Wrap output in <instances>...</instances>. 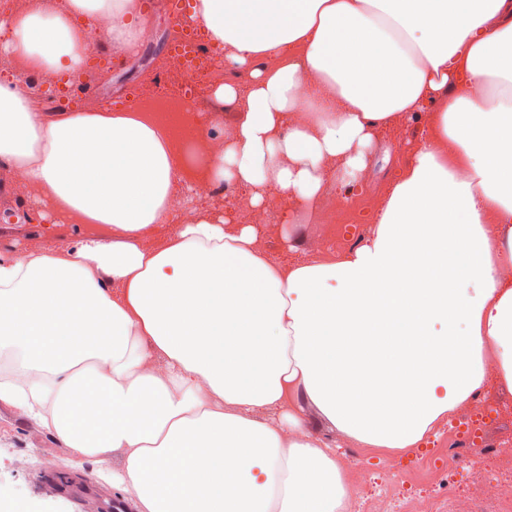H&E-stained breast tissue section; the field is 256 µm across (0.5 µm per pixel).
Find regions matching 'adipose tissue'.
<instances>
[{
	"instance_id": "ef3b65f1",
	"label": "adipose tissue",
	"mask_w": 512,
	"mask_h": 512,
	"mask_svg": "<svg viewBox=\"0 0 512 512\" xmlns=\"http://www.w3.org/2000/svg\"><path fill=\"white\" fill-rule=\"evenodd\" d=\"M190 8L242 77L215 90L239 116L209 176L252 204L274 185L312 210L357 183L380 130L420 115L428 134L362 244L282 263L259 226L175 223L177 140L212 124L181 132L134 107L50 118L27 82L0 80V167L107 229L0 253V344L25 359L0 402L143 512H347L298 395L359 447L403 451L483 388L487 357L512 390V284L495 276L512 262V0ZM102 16L123 56L132 0H28L0 48L72 74ZM114 453L122 467L106 469Z\"/></svg>"
}]
</instances>
